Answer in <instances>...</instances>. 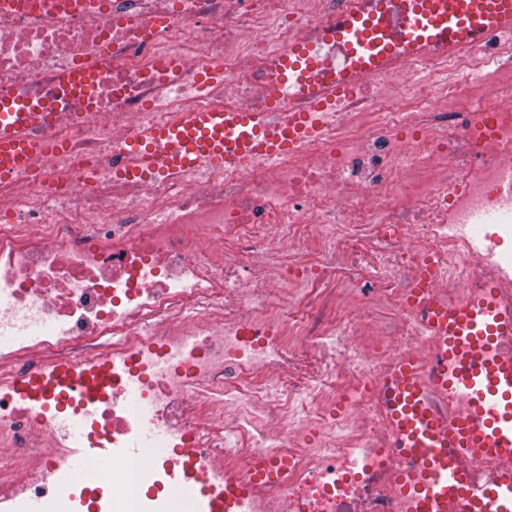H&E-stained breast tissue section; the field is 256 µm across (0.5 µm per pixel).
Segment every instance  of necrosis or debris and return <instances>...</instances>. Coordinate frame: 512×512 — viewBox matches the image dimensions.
<instances>
[{
  "mask_svg": "<svg viewBox=\"0 0 512 512\" xmlns=\"http://www.w3.org/2000/svg\"><path fill=\"white\" fill-rule=\"evenodd\" d=\"M41 2L0 13V88L41 98L76 67L95 88L39 128L60 156L0 178V504L74 507L48 409L75 379L88 447L114 451L95 465L104 512H407L383 381L403 355L429 363L420 307L504 272L512 36L401 60L276 160L141 181L116 173L125 141L188 108H262L280 56L350 0ZM483 214L500 220L479 239ZM428 265L440 278L410 300ZM136 426L157 442L133 482ZM22 459L44 466L20 476Z\"/></svg>",
  "mask_w": 512,
  "mask_h": 512,
  "instance_id": "obj_1",
  "label": "necrosis or debris"
}]
</instances>
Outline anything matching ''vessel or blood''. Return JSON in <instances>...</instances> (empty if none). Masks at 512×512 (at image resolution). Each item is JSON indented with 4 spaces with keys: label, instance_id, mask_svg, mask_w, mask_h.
Masks as SVG:
<instances>
[{
    "label": "vessel or blood",
    "instance_id": "1",
    "mask_svg": "<svg viewBox=\"0 0 512 512\" xmlns=\"http://www.w3.org/2000/svg\"><path fill=\"white\" fill-rule=\"evenodd\" d=\"M512 35V0H355L336 20L341 54L301 40L286 53L261 111L217 105L183 112L172 124L146 128L126 144L133 163L125 174L193 176L275 159L300 149L321 130L324 112L348 98L358 81L388 70L397 60L426 52L453 56L490 34ZM308 107L285 112L286 97ZM44 103L0 94V176L34 167L45 147L32 134ZM424 321L435 338L430 371L462 407L445 427L428 407L420 368L405 357L389 380L396 445L414 466L402 472L400 492L411 512H443L449 498L465 495L470 461L512 454V311L501 306L498 285L446 307L431 304ZM474 512H512V473L502 475Z\"/></svg>",
    "mask_w": 512,
    "mask_h": 512
}]
</instances>
